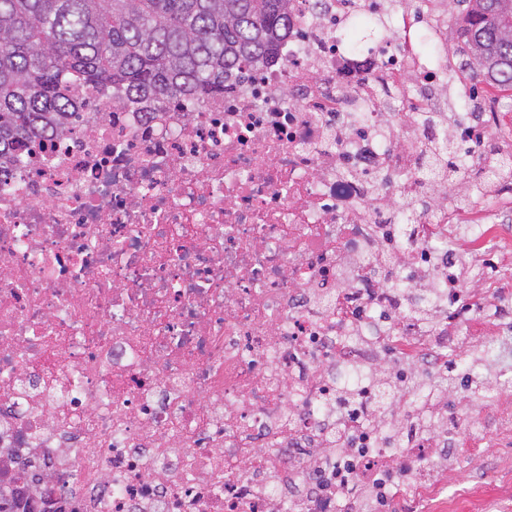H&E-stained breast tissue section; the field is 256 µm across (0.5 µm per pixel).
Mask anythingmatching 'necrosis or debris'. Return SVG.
Here are the masks:
<instances>
[{"label":"necrosis or debris","instance_id":"obj_1","mask_svg":"<svg viewBox=\"0 0 512 512\" xmlns=\"http://www.w3.org/2000/svg\"><path fill=\"white\" fill-rule=\"evenodd\" d=\"M376 26L366 44L344 34ZM448 0H290L277 63L203 103L144 112L89 85L87 119L0 156V488L63 512H395L493 468L491 414L443 369L512 359V182L415 217L427 117L492 131L501 101L452 92ZM481 206L485 224H469ZM477 287L420 281L460 235ZM371 390L352 484L336 398ZM391 471L376 502L365 491Z\"/></svg>","mask_w":512,"mask_h":512}]
</instances>
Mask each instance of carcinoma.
I'll return each instance as SVG.
<instances>
[{
    "label": "carcinoma",
    "mask_w": 512,
    "mask_h": 512,
    "mask_svg": "<svg viewBox=\"0 0 512 512\" xmlns=\"http://www.w3.org/2000/svg\"><path fill=\"white\" fill-rule=\"evenodd\" d=\"M290 0H0V155L19 152L93 84L127 104L197 102L225 76L272 57L288 36ZM464 46L482 82L512 88V0H464ZM432 165L454 180L453 142ZM26 490L0 493V512H29Z\"/></svg>",
    "instance_id": "1"
}]
</instances>
